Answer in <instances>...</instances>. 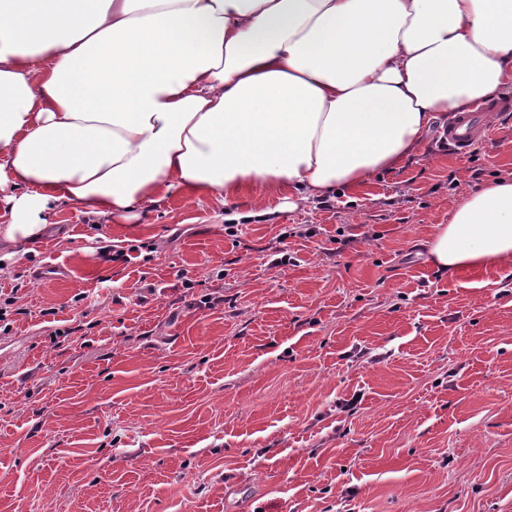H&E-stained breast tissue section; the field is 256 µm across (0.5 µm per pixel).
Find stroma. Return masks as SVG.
Masks as SVG:
<instances>
[{"label": "stroma", "mask_w": 512, "mask_h": 512, "mask_svg": "<svg viewBox=\"0 0 512 512\" xmlns=\"http://www.w3.org/2000/svg\"><path fill=\"white\" fill-rule=\"evenodd\" d=\"M489 126L309 202L58 204L0 262V512H512V267L450 276L425 247L512 173V111Z\"/></svg>", "instance_id": "stroma-1"}]
</instances>
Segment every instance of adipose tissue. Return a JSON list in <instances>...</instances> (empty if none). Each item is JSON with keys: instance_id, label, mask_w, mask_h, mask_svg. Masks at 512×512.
<instances>
[{"instance_id": "1", "label": "adipose tissue", "mask_w": 512, "mask_h": 512, "mask_svg": "<svg viewBox=\"0 0 512 512\" xmlns=\"http://www.w3.org/2000/svg\"><path fill=\"white\" fill-rule=\"evenodd\" d=\"M512 87V0H0V235L66 203L132 223L178 189L358 190ZM454 275L512 265V176L448 204Z\"/></svg>"}]
</instances>
